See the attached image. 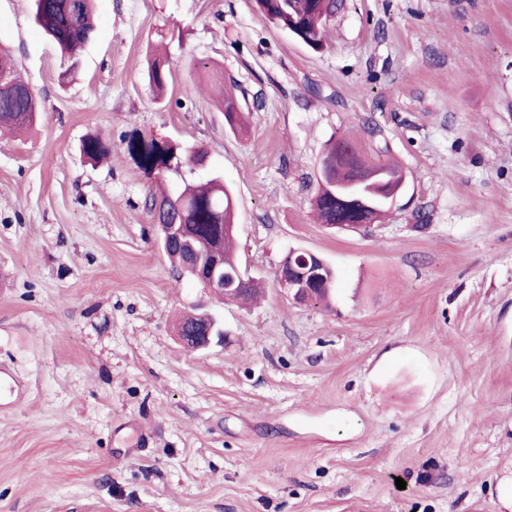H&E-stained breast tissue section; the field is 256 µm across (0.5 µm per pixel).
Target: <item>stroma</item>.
<instances>
[{
    "mask_svg": "<svg viewBox=\"0 0 512 512\" xmlns=\"http://www.w3.org/2000/svg\"><path fill=\"white\" fill-rule=\"evenodd\" d=\"M95 14L63 85L32 0H0V47L43 105L29 133L0 132V364L30 385L0 412V512H512V0H345L319 52L255 0ZM371 124L405 187L370 231L332 234L310 213L320 158ZM134 130L206 150L193 177L233 188L265 300L217 304L176 276L156 182L122 149ZM92 134L111 163L83 156ZM292 248L335 268L331 307L279 294ZM199 304L229 343L177 339ZM169 77L167 63L163 58L156 57L149 65L146 80L155 93L156 99H161L166 89ZM236 85H225L222 90L221 105L224 110V121L233 132H241L244 128L243 112H240V100Z\"/></svg>",
    "mask_w": 512,
    "mask_h": 512,
    "instance_id": "1",
    "label": "stroma"
}]
</instances>
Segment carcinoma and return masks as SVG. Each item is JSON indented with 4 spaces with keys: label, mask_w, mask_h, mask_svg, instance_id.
<instances>
[{
    "label": "carcinoma",
    "mask_w": 512,
    "mask_h": 512,
    "mask_svg": "<svg viewBox=\"0 0 512 512\" xmlns=\"http://www.w3.org/2000/svg\"><path fill=\"white\" fill-rule=\"evenodd\" d=\"M259 10L276 29L286 33L296 29L294 38L314 51L325 45L326 26L340 10L343 0H256ZM35 22L50 37L60 51L64 66L59 73L64 79L84 47L96 33L93 22L92 0H34ZM167 63L160 57L149 65L146 80L161 98L168 83ZM0 81L9 90L0 93V125L28 129L37 120L38 100L22 77L17 61L7 52L0 51ZM221 105L224 121L233 132L244 128L240 100L236 85L224 86ZM350 137L340 136L332 141L320 160L317 189L312 208L321 224H375L390 209L387 199L405 180L401 166L383 160L387 146L378 147L375 156L365 155L361 149L346 152L342 149ZM124 153L142 171L165 165L164 154L150 134L134 131L122 139ZM83 154L99 161L107 158L112 146L92 136L83 142ZM166 151L176 152L185 170L202 150L188 147L175 140ZM149 212L156 224L185 225L187 238L170 245L166 257L178 269L191 267L187 274L206 275L212 255L224 256V269L240 266L236 251V235L230 225L237 221L236 199L224 185L220 176L205 182L184 179L174 194L152 192ZM237 292H227L222 300L239 304L253 302L261 292L262 282L250 276L239 284ZM204 322V313H192L182 318L178 330L190 336L187 344L195 346V336Z\"/></svg>",
    "instance_id": "cac0c4a2"
}]
</instances>
